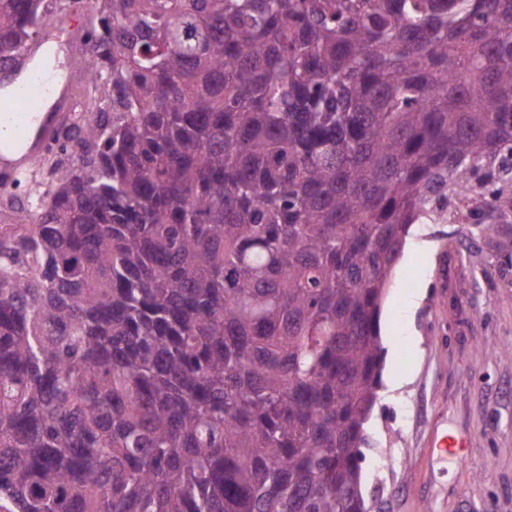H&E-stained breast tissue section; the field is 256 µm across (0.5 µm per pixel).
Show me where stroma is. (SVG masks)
Wrapping results in <instances>:
<instances>
[{
	"label": "stroma",
	"instance_id": "1",
	"mask_svg": "<svg viewBox=\"0 0 512 512\" xmlns=\"http://www.w3.org/2000/svg\"><path fill=\"white\" fill-rule=\"evenodd\" d=\"M84 26L64 14L54 30L74 99L84 85L73 64ZM415 236L432 255L396 264L387 290L383 369L409 382L379 391L365 425L368 512H512V287L487 239L445 220L416 226ZM420 288L424 300L406 310ZM446 433L463 437V463L436 448L435 435Z\"/></svg>",
	"mask_w": 512,
	"mask_h": 512
}]
</instances>
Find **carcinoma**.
Segmentation results:
<instances>
[{
  "mask_svg": "<svg viewBox=\"0 0 512 512\" xmlns=\"http://www.w3.org/2000/svg\"><path fill=\"white\" fill-rule=\"evenodd\" d=\"M0 0V63L49 24ZM0 224V512H364L409 227L512 285V0H102Z\"/></svg>",
  "mask_w": 512,
  "mask_h": 512,
  "instance_id": "obj_1",
  "label": "carcinoma"
}]
</instances>
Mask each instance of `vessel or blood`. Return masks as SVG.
<instances>
[{
  "mask_svg": "<svg viewBox=\"0 0 512 512\" xmlns=\"http://www.w3.org/2000/svg\"><path fill=\"white\" fill-rule=\"evenodd\" d=\"M57 80L47 72L18 63L11 72L0 74V190H12L17 175L35 165L53 138L59 113L46 112L42 103L52 98Z\"/></svg>",
  "mask_w": 512,
  "mask_h": 512,
  "instance_id": "b4317fda",
  "label": "vessel or blood"
}]
</instances>
